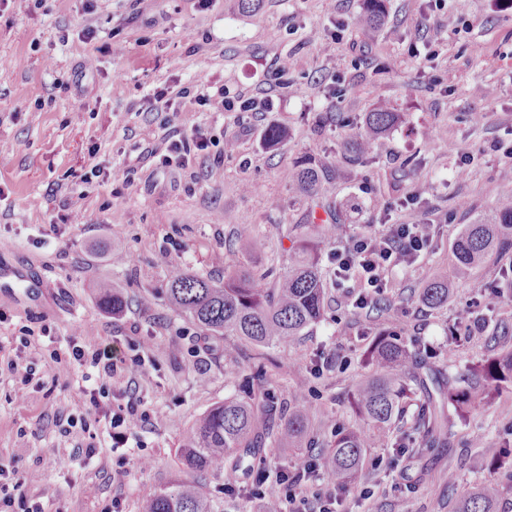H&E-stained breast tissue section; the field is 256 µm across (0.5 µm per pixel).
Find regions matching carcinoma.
Listing matches in <instances>:
<instances>
[{
    "instance_id": "cac0c4a2",
    "label": "carcinoma",
    "mask_w": 512,
    "mask_h": 512,
    "mask_svg": "<svg viewBox=\"0 0 512 512\" xmlns=\"http://www.w3.org/2000/svg\"><path fill=\"white\" fill-rule=\"evenodd\" d=\"M384 17V0H363L362 17L369 28ZM400 120V115L379 106L364 114L358 131L343 145L353 166L368 163L378 141ZM332 171L310 163L294 174L297 190L313 197ZM512 251V195L496 202L491 217L464 225L455 246L451 275L441 274L426 281L419 299L437 309L448 303L457 283L472 290L486 287L474 270L494 253ZM278 287L270 288L251 271L236 263L216 285L209 279L176 267L171 271L170 303L206 331L230 334L254 347L285 345L319 321L325 307V289L317 249L311 241L297 244L283 262ZM373 373L358 383L354 403L361 419L377 427L399 420L408 395L419 389L425 395L420 417L427 448H450L446 428L449 414L462 419L475 407L488 402L493 393L512 387V350L493 352L482 364L455 374H446L426 361L424 353L410 349L393 334L375 335L369 349ZM274 406L256 401L227 398L214 405L199 420L183 448V457L194 471L239 468L244 459L255 458L254 449L271 443L276 448H295L308 427L302 411L288 413V421L275 430L266 428ZM371 435L363 427L336 434L334 446L324 457V472L336 485L345 487L361 469L364 449ZM500 490L484 483L457 499L452 512H498ZM142 512H213L210 502L184 482L146 497Z\"/></svg>"
}]
</instances>
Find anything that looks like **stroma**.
<instances>
[{
  "instance_id": "1",
  "label": "stroma",
  "mask_w": 512,
  "mask_h": 512,
  "mask_svg": "<svg viewBox=\"0 0 512 512\" xmlns=\"http://www.w3.org/2000/svg\"><path fill=\"white\" fill-rule=\"evenodd\" d=\"M361 8L362 0H264L255 13L234 0H0V268L33 282L0 291V460L46 512H139L143 496L178 480L193 481L216 512H257L250 477L229 494L223 475L193 473L184 461V439L215 404L251 392L307 413L302 447L259 449L276 475L357 424L351 391L370 373L366 352L378 332L429 348L453 373L484 362L491 332L512 349V252L475 270L490 286L484 333H462L469 288L458 286L440 309L417 297L448 269L464 225L512 194V0H386L370 34ZM202 85L273 108L202 107L193 99ZM164 88L190 95L162 111L155 95ZM381 102L402 122L372 162L347 164L343 139ZM272 125L288 133L276 147L265 140ZM182 135L199 136L206 149L185 167L163 165ZM309 161L337 173L314 199L294 182ZM94 167L100 176L85 182ZM317 202L339 222L316 245L323 317L288 345L260 353L241 345L240 359L226 358L237 337L211 335L170 306L172 267L223 281L246 228L252 245L238 258L274 282ZM372 224H424L432 237L416 265L391 273L379 312L352 306L330 263ZM116 251L130 262L113 265ZM103 280L121 293L120 314L102 303ZM90 336L125 348L107 381L69 366ZM141 342L155 346L146 378L133 363ZM257 372L261 380L245 385ZM102 383L100 414L133 395L145 413L116 453L105 424L91 435L58 426L85 414L84 389ZM418 409L406 400L402 419L376 431L360 479L340 494L342 512H449L451 500L486 480L502 485L499 512H512V388L454 420L449 450L421 448ZM477 433L499 448L497 461L473 443ZM91 443L98 455L74 467ZM452 452L463 460L453 477ZM381 455L394 467H373Z\"/></svg>"
}]
</instances>
